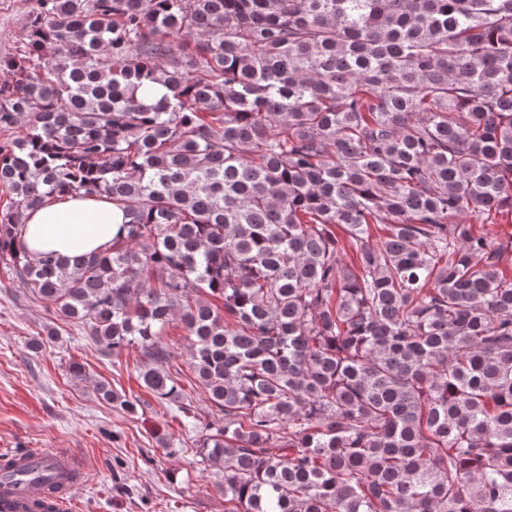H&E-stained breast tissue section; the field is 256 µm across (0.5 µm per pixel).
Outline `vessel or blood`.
Listing matches in <instances>:
<instances>
[{
	"label": "vessel or blood",
	"mask_w": 512,
	"mask_h": 512,
	"mask_svg": "<svg viewBox=\"0 0 512 512\" xmlns=\"http://www.w3.org/2000/svg\"><path fill=\"white\" fill-rule=\"evenodd\" d=\"M0 461L13 463L18 470L35 465L52 476L48 485L29 480L0 484V512H69L83 479L75 454L64 449L32 448L21 454H1Z\"/></svg>",
	"instance_id": "b4317fda"
}]
</instances>
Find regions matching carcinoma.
I'll return each instance as SVG.
<instances>
[{"mask_svg": "<svg viewBox=\"0 0 512 512\" xmlns=\"http://www.w3.org/2000/svg\"><path fill=\"white\" fill-rule=\"evenodd\" d=\"M25 27L0 266L141 350L224 512H512V241L457 221L512 214V0H33ZM67 195L112 201V244L29 255ZM161 342L168 348L172 355L171 370L173 372H175L176 369L181 371V376L178 377L185 395L191 401V405L194 406L196 418L199 420L198 423L224 424L222 415L217 413L208 402L205 388L195 381L190 366L191 360L188 343L185 339V332L181 329V323L179 321H174L166 328L164 336H161Z\"/></svg>", "mask_w": 512, "mask_h": 512, "instance_id": "cac0c4a2", "label": "carcinoma"}]
</instances>
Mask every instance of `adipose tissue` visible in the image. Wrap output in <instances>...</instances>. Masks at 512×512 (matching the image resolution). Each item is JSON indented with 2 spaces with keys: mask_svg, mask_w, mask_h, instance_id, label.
Instances as JSON below:
<instances>
[{
  "mask_svg": "<svg viewBox=\"0 0 512 512\" xmlns=\"http://www.w3.org/2000/svg\"><path fill=\"white\" fill-rule=\"evenodd\" d=\"M122 222L105 199L66 196L29 213L25 241L31 255L51 251L71 258L111 243Z\"/></svg>",
  "mask_w": 512,
  "mask_h": 512,
  "instance_id": "ef3b65f1",
  "label": "adipose tissue"
}]
</instances>
